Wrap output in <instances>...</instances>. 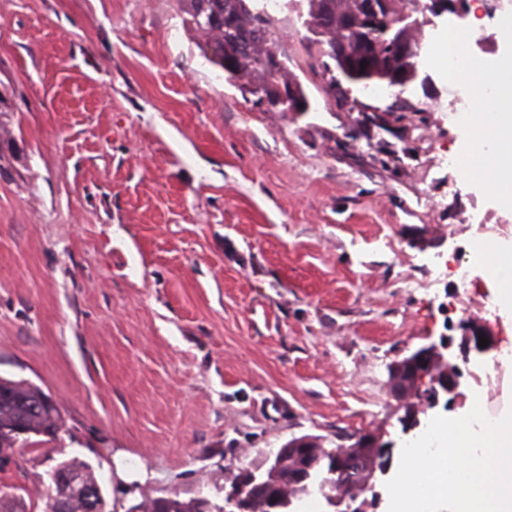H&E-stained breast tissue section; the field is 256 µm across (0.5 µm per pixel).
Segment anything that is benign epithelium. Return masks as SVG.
Here are the masks:
<instances>
[{
    "mask_svg": "<svg viewBox=\"0 0 512 512\" xmlns=\"http://www.w3.org/2000/svg\"><path fill=\"white\" fill-rule=\"evenodd\" d=\"M418 7L435 17L450 14L463 20L468 14L467 0H424ZM459 329L461 336L458 342L452 336H442L437 342L432 341L415 349L410 354L407 371H402L396 365L390 367L391 384L394 385L396 396L421 394L426 412L440 405L449 407L455 400L460 377L448 376V364L459 358L467 362L471 354L480 355L489 350L487 346H479V339L486 337L482 328L463 321ZM329 459L332 473L340 476L334 486L336 502L350 509L362 493L375 490L376 483L360 482L354 475L350 449L338 448L330 454ZM54 481L57 485L56 512H71L78 498L87 512H96L99 491L87 485L80 473H69L54 478Z\"/></svg>",
    "mask_w": 512,
    "mask_h": 512,
    "instance_id": "obj_1",
    "label": "benign epithelium"
}]
</instances>
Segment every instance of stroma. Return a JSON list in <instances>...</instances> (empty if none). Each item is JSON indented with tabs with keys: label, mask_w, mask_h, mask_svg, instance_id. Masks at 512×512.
<instances>
[{
	"label": "stroma",
	"mask_w": 512,
	"mask_h": 512,
	"mask_svg": "<svg viewBox=\"0 0 512 512\" xmlns=\"http://www.w3.org/2000/svg\"><path fill=\"white\" fill-rule=\"evenodd\" d=\"M305 19L274 20L312 105L286 114L202 55L178 0H0V376L65 420L0 470L28 512L54 458L87 462L126 512L222 500L295 436L408 441L388 367L458 335L444 262L512 235V211L448 167L464 145L435 69L353 87L406 106L358 128ZM118 452L148 473L136 493L102 471ZM168 495L162 501L159 512H209L210 502L206 497H198V505L196 495L189 498H182L177 493Z\"/></svg>",
	"instance_id": "obj_1"
}]
</instances>
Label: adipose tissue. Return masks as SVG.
I'll return each instance as SVG.
<instances>
[{
    "instance_id": "obj_1",
    "label": "adipose tissue",
    "mask_w": 512,
    "mask_h": 512,
    "mask_svg": "<svg viewBox=\"0 0 512 512\" xmlns=\"http://www.w3.org/2000/svg\"><path fill=\"white\" fill-rule=\"evenodd\" d=\"M464 75L472 86L477 108L469 122L482 137L466 142L468 173L500 201L512 204V115L495 109L498 100L512 96V60L491 64L470 59ZM477 251L484 275L496 287L495 301L502 316L512 318V241L484 239Z\"/></svg>"
}]
</instances>
